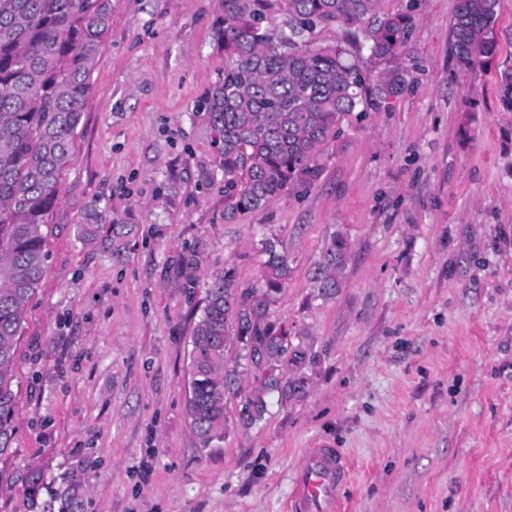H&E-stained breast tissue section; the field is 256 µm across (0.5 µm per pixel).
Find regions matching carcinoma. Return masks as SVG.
<instances>
[{
	"label": "carcinoma",
	"mask_w": 512,
	"mask_h": 512,
	"mask_svg": "<svg viewBox=\"0 0 512 512\" xmlns=\"http://www.w3.org/2000/svg\"><path fill=\"white\" fill-rule=\"evenodd\" d=\"M381 0H221L216 37L224 77L203 106L221 143L224 218L270 205L287 190L319 178L318 155L337 119L407 90L405 64L412 5L378 14ZM497 0H457L453 56L471 70L496 49ZM285 16L279 29L264 26ZM370 58L393 67L369 76L341 42L320 46L318 33L346 32L366 17ZM112 18V0H0V456L9 451L16 408L13 360L27 302L46 263L48 217L58 203L60 175L73 159L90 77ZM262 289L269 296L291 273L271 241ZM347 242L339 237L318 268L319 288H337L335 271ZM243 357L272 366L288 351V334L266 322V306L239 290L232 269L213 275L191 335L187 412L203 448L224 441L235 372L226 369L230 337ZM264 411L262 395L240 410L246 424Z\"/></svg>",
	"instance_id": "cac0c4a2"
}]
</instances>
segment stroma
I'll return each instance as SVG.
<instances>
[{
    "instance_id": "obj_1",
    "label": "stroma",
    "mask_w": 512,
    "mask_h": 512,
    "mask_svg": "<svg viewBox=\"0 0 512 512\" xmlns=\"http://www.w3.org/2000/svg\"><path fill=\"white\" fill-rule=\"evenodd\" d=\"M413 2L412 87L343 115L310 188L228 221L202 109L224 71L221 0H112L25 307L0 512H288L320 443L350 465L342 512H512V0L495 54L466 72L457 0ZM266 240L291 267L267 319L303 353L277 372L300 389L242 425L265 372L228 356L241 394L204 449L190 336L213 274L259 287ZM347 248L346 240L339 237L334 240L332 247L325 253L324 261L318 268L319 288H321L324 294L330 293L337 288L335 271L342 264Z\"/></svg>"
}]
</instances>
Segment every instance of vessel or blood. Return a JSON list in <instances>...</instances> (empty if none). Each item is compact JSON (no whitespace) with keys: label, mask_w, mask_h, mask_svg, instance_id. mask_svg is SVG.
<instances>
[{"label":"vessel or blood","mask_w":512,"mask_h":512,"mask_svg":"<svg viewBox=\"0 0 512 512\" xmlns=\"http://www.w3.org/2000/svg\"><path fill=\"white\" fill-rule=\"evenodd\" d=\"M348 465L338 449L322 444L308 449L295 470L296 492L290 512H337Z\"/></svg>","instance_id":"obj_1"}]
</instances>
